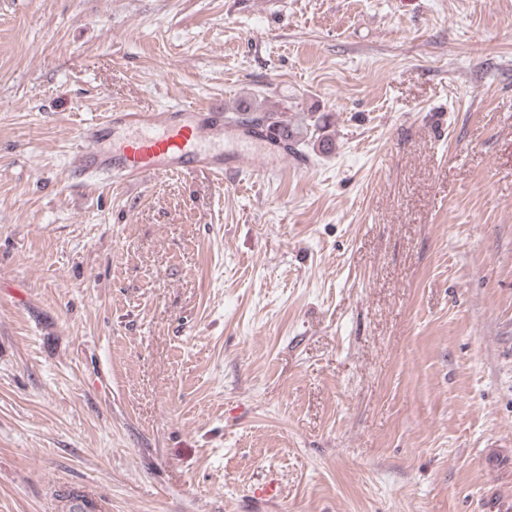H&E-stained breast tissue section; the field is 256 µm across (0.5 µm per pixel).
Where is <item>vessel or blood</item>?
<instances>
[{
	"label": "vessel or blood",
	"mask_w": 512,
	"mask_h": 512,
	"mask_svg": "<svg viewBox=\"0 0 512 512\" xmlns=\"http://www.w3.org/2000/svg\"><path fill=\"white\" fill-rule=\"evenodd\" d=\"M288 148L278 131L230 121L224 103H185L165 110L126 107L77 131L66 167L81 179L126 181L171 173L216 178L250 168L277 171Z\"/></svg>",
	"instance_id": "b4317fda"
}]
</instances>
